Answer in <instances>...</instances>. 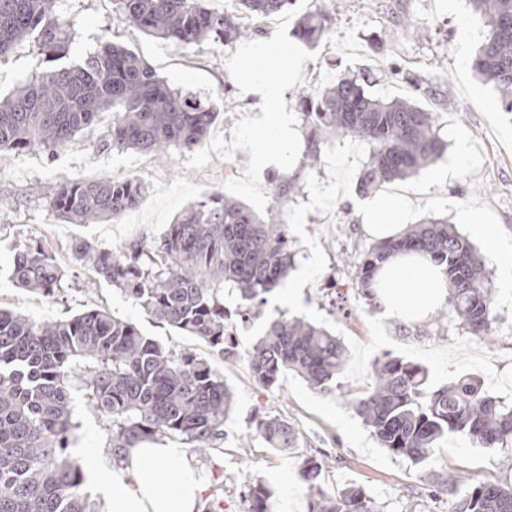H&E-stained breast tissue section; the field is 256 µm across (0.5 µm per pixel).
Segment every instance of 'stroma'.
<instances>
[{"label": "stroma", "mask_w": 512, "mask_h": 512, "mask_svg": "<svg viewBox=\"0 0 512 512\" xmlns=\"http://www.w3.org/2000/svg\"><path fill=\"white\" fill-rule=\"evenodd\" d=\"M331 11V30L309 46L293 35L297 19L313 5ZM59 13L73 24L65 57L56 64L82 63L105 41L122 43L145 58L160 77L179 90L223 105L232 98L237 108L225 113L205 142L191 152L176 150L145 160L134 151L105 148L112 124L103 114L93 128L48 157L39 151L23 155L0 152V308L43 321L68 318L91 309H106L135 322L141 331L176 352L186 350L207 359L224 375L234 393L233 410L224 427V440L207 454L188 458L205 478L224 476V512H247L244 481H258L282 495L281 474L293 476L291 486L299 512L308 510V486L298 474L304 459L323 463L319 478L326 487L352 482L382 505L384 512H448L449 497H430L422 468L381 448L345 395L371 385L370 366L390 353L416 362L428 371V383L438 388L473 373L483 378L495 396L512 401V287L504 288L505 272L491 257L483 263L492 281L496 333L480 339L452 329L446 333L403 335L393 320L367 307L355 285V265L373 237L364 230L356 208L365 152L359 143L344 140L324 151L320 168L303 183L283 219L298 251L305 275L296 283L297 303L268 297L263 317L238 325L234 355L222 357L202 341L184 336L145 317L140 307L75 260L73 247L86 239L101 249L158 238L186 206L210 194L229 191L258 214H265L272 173L296 163L302 143L289 152H275L257 162L253 129L262 121V87L236 76L238 64L258 46L286 45L297 55V67L283 82L288 127L297 136L303 128L298 116L299 92L316 90L348 72L372 74L369 87L379 97L411 96L426 88L421 104L436 112L440 135L449 151L467 141L470 157L453 178L429 183L418 175L404 184L411 202V223L429 215L447 218L462 234L470 229L463 215L480 210L492 233L512 250V112L503 111L497 96L475 78L461 54H474L480 23L466 0H295L288 21L260 36L232 45L205 42L180 48L150 37L125 23L113 0H58ZM54 62L31 44L0 61V95L51 68ZM101 176L137 178L147 183L142 202L134 208L138 221L116 218L108 224H67L50 199L56 184ZM45 239L67 268L55 295L44 296L16 285L12 256L16 248ZM302 316L335 331L344 344L347 367L341 378L343 394L325 395L301 378L284 376L279 388L267 391L252 378L245 352L264 329L267 319ZM73 418L81 424L77 443L95 449L106 469L110 432L86 403L84 390L72 392ZM280 416L296 428L299 447L293 451L267 448L250 437L251 420L258 414ZM503 450L478 447L462 436L449 437L435 453L434 468L467 488L508 475Z\"/></svg>", "instance_id": "obj_1"}]
</instances>
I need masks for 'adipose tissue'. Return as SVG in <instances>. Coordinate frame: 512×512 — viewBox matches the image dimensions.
I'll return each instance as SVG.
<instances>
[{
  "label": "adipose tissue",
  "mask_w": 512,
  "mask_h": 512,
  "mask_svg": "<svg viewBox=\"0 0 512 512\" xmlns=\"http://www.w3.org/2000/svg\"><path fill=\"white\" fill-rule=\"evenodd\" d=\"M287 60L284 49H275L253 73L264 86L266 117L255 134L264 153L272 149L273 135L281 127L278 73ZM360 218L373 237L386 240L405 229L410 210L404 196L390 189L369 199ZM376 281L387 312L399 320L425 317L447 295L442 269L420 253H393L382 264ZM82 455L87 472L104 489L109 512H201L206 483L185 461L181 448L162 442L141 444L129 449L123 466L110 472L102 468L92 449H83Z\"/></svg>",
  "instance_id": "obj_1"
}]
</instances>
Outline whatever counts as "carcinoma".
<instances>
[{"label":"carcinoma","mask_w":512,"mask_h":512,"mask_svg":"<svg viewBox=\"0 0 512 512\" xmlns=\"http://www.w3.org/2000/svg\"><path fill=\"white\" fill-rule=\"evenodd\" d=\"M56 2L0 0V60L31 41L52 59L67 52L71 25L57 13ZM115 2L129 26L187 48L257 36L258 20L284 12L293 0H234V8L224 11L206 7V0ZM468 2L481 22L472 70L496 90L503 110L512 112V0ZM331 24L332 15L318 6L300 20L297 38L314 44ZM369 77L365 71L344 73L300 95L303 151L293 169L270 178L266 218L214 194L188 206L153 241L103 250L81 240L76 260L151 320L203 340L221 356L232 354L224 289L236 290L241 321L263 313L267 294L295 264L284 209L329 141L348 138L366 146L361 193L414 176L445 151L436 113L415 101L372 95ZM105 112L112 114V126L104 146L147 157L199 147L220 118L213 102L171 88L137 54L106 42L81 64L48 69L0 99V152L38 149L53 155ZM146 192L140 180L100 177L58 184L52 201L70 224L100 223L138 205ZM402 250L428 256L448 278L445 304L416 335L452 325L490 337L495 316L488 274L473 244L446 217H428L364 251L355 283L367 305L382 304L377 270ZM12 263L18 286L43 295L54 294L65 276L45 240L15 252ZM247 360L254 381L266 390L291 372L331 395L342 389L347 353L328 328L278 317L247 351ZM371 375V385L348 402L381 447L427 469L428 482L453 496L449 512H512V480L456 492L452 478L432 469L435 448L452 434L490 450L512 448V402L468 375L431 389L427 370L389 354L373 361ZM76 380L110 427L116 462L143 441L177 438L203 451L224 439L233 394L208 360L168 350L136 323L103 309L52 322L0 309V512H98L99 504L82 490L81 466L68 454L78 429L71 409ZM252 423L268 447H299L287 421L262 414ZM321 471L317 459L304 461L308 512H382L353 483L323 488L316 483ZM247 498L248 512H274L265 485H247Z\"/></svg>","instance_id":"1"}]
</instances>
